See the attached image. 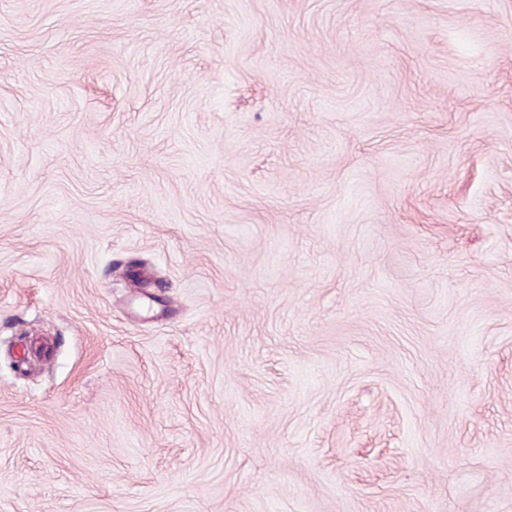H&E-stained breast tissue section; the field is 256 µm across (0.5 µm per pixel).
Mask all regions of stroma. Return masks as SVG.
<instances>
[{
    "mask_svg": "<svg viewBox=\"0 0 512 512\" xmlns=\"http://www.w3.org/2000/svg\"><path fill=\"white\" fill-rule=\"evenodd\" d=\"M0 512H512V0H0Z\"/></svg>",
    "mask_w": 512,
    "mask_h": 512,
    "instance_id": "obj_1",
    "label": "stroma"
}]
</instances>
